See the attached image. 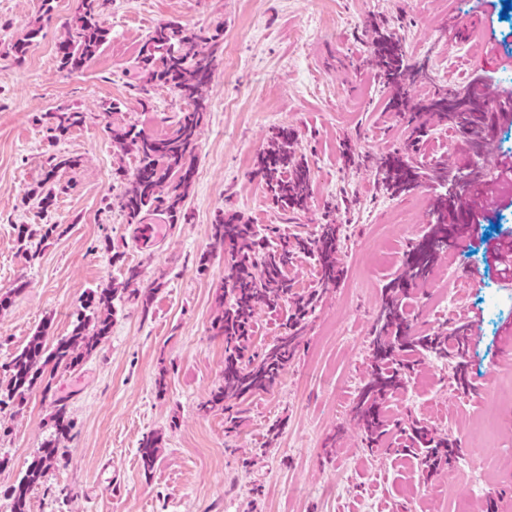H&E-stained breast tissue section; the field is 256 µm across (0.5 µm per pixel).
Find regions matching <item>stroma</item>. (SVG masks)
Listing matches in <instances>:
<instances>
[{
	"label": "stroma",
	"mask_w": 512,
	"mask_h": 512,
	"mask_svg": "<svg viewBox=\"0 0 512 512\" xmlns=\"http://www.w3.org/2000/svg\"><path fill=\"white\" fill-rule=\"evenodd\" d=\"M479 30L455 26L471 0H112L101 53L83 70H61L57 46L78 0H0V366L46 329L67 335L91 291L121 283L138 267L150 307L113 302L112 331L75 369L58 371L50 395L29 393L19 412L0 413V512L39 448L54 433L51 396L65 398L72 422L67 463L29 495V512H512V283L490 249L512 242V196L487 206L465 196L472 222L460 225L428 283L414 289L418 334L465 323L472 393L459 390L446 360L422 358L423 382L391 400L400 422L417 420L462 440L461 452L418 485L401 452L368 447L352 412L370 368L372 326L382 290L404 253L433 220L440 189L423 184L392 197L377 187V158L403 149L422 126L416 157L512 164V121L492 117L482 152L432 117L386 109L389 93L371 63L375 30L397 32L406 61L430 77L414 100L469 90L498 105L512 92V18L504 0H482ZM220 31L185 222L147 216L128 223L115 204L135 157L117 148L108 126L148 135L168 131L183 101L134 67L158 25ZM41 31L26 60L9 45ZM119 104L104 115L107 103ZM60 106L86 112L83 127L48 144L38 119ZM293 129L311 168L305 209L282 213L256 174L273 131ZM77 158L60 170L65 192L48 208L33 199L50 154ZM224 210L250 223L303 237L339 226L343 276L327 289L303 339L269 392L229 409H200L222 381L224 340L214 335L224 255L209 230ZM31 235L21 246L18 225ZM54 225L46 233V225ZM121 261L112 262L113 253ZM449 292L451 305L440 300ZM239 426L227 431V415ZM161 448L153 470L142 440Z\"/></svg>",
	"instance_id": "35a3bbf8"
}]
</instances>
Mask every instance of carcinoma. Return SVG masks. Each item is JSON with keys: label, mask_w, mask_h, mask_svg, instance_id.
Wrapping results in <instances>:
<instances>
[{"label": "carcinoma", "mask_w": 512, "mask_h": 512, "mask_svg": "<svg viewBox=\"0 0 512 512\" xmlns=\"http://www.w3.org/2000/svg\"><path fill=\"white\" fill-rule=\"evenodd\" d=\"M112 0H79L74 24L57 47L59 68L69 72L82 70L96 58L108 39L101 25L103 13ZM40 29H31L11 43L10 52L21 63ZM220 34L209 36L190 31L176 22L161 24L141 46L137 67L148 72L147 81L169 87L185 102L186 109L177 116L171 131L147 136L131 129H109L112 141L137 159L136 170L125 178L121 193L122 208L128 223L141 224L146 215L160 212L169 223L186 219L183 202L192 184L193 162L198 148L199 131L209 106L208 87L214 69L213 52L198 51L200 43L217 44ZM372 62L390 94L394 112L410 109L429 112L463 134L472 146L482 149L489 133L490 116L485 101L478 95L459 92L438 94L417 103L408 98L407 85L415 78L405 64L402 38L381 33L372 43ZM48 133L49 145H55L73 129L86 122V113L73 107H58L39 119ZM294 131L282 127L270 138L258 160V173L265 183L271 203L286 213L304 208L311 193V173L305 157L296 151ZM78 160L50 155L41 184L50 185L39 200L41 207L51 201L55 190L65 187L56 182L62 168H72ZM377 183L393 195L406 194L425 180L451 183L453 196H438L435 222L405 253L401 272L390 282L382 297L381 309L373 327L372 365L361 382L355 412L362 423L370 446L384 443L391 419L387 404L406 390L417 377L420 356L430 353L455 362L454 380L465 389L469 381L462 372L468 345V330L454 325L431 335H419L409 311L413 288L427 281L438 261L448 251L455 231L456 213L462 203V189L484 175L479 166L467 172H452L443 160L423 163L407 151L388 153L373 170ZM213 245L224 250V282L217 296L218 313L213 321L215 335L224 338V373L222 382L203 403L202 408L224 402L245 401L269 391L292 360L301 333L315 311L320 290L336 285L341 276L336 225L321 224L312 237H283L270 243L268 233L246 221L236 212H224L210 227ZM307 254L315 261L317 284L306 293L297 291L291 268L296 258ZM141 272L127 269L123 287L114 284L94 292L77 315L71 332L46 343V328L31 336L27 344L14 352L4 365L9 375L5 390H0V410L22 404L36 387L47 394L51 380L60 370L71 369L80 359L96 350L112 330L113 301L128 293L148 305L155 289L140 292L135 288ZM291 305L284 323V334L259 354L250 352L256 314L261 309L275 311ZM54 438L49 440L29 464L26 473L10 492L11 512H28L32 489L45 476L65 463L61 444L69 428L65 399L53 400ZM405 451L415 454L426 472L443 459L461 451V438H439L427 428L414 425L401 431ZM160 438L150 436L139 448L144 470L154 468Z\"/></svg>", "instance_id": "cac0c4a2"}]
</instances>
